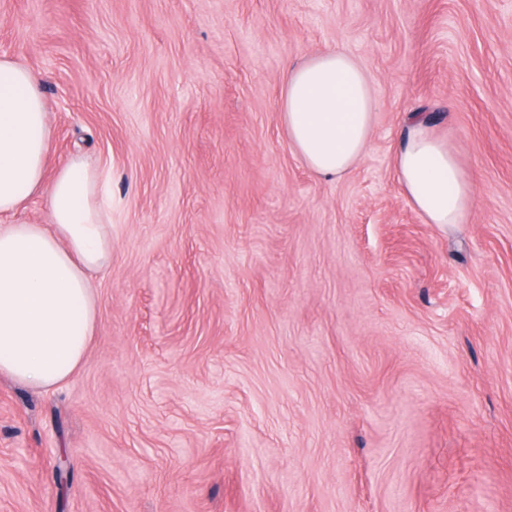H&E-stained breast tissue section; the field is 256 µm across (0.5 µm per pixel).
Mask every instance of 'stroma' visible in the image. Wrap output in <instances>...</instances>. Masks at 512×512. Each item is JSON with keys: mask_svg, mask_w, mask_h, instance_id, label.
<instances>
[{"mask_svg": "<svg viewBox=\"0 0 512 512\" xmlns=\"http://www.w3.org/2000/svg\"><path fill=\"white\" fill-rule=\"evenodd\" d=\"M340 47L376 112L310 171L284 78ZM55 164L109 171L78 372L0 375V512H512V0H0ZM427 114L475 183L424 223ZM395 167L404 195L425 223H467L475 202L473 181L448 144L419 114L407 117Z\"/></svg>", "mask_w": 512, "mask_h": 512, "instance_id": "stroma-1", "label": "stroma"}]
</instances>
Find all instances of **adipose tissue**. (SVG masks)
<instances>
[{
  "label": "adipose tissue",
  "mask_w": 512,
  "mask_h": 512,
  "mask_svg": "<svg viewBox=\"0 0 512 512\" xmlns=\"http://www.w3.org/2000/svg\"><path fill=\"white\" fill-rule=\"evenodd\" d=\"M374 109L367 74L344 49L310 55L285 77L288 144L322 177L342 175L363 155ZM51 136L39 82L0 56V373L45 389L80 366L97 317L92 277L112 261L105 177L79 159L50 172ZM395 167L425 223H467L473 181L421 115H408ZM43 191L51 223H11Z\"/></svg>",
  "instance_id": "adipose-tissue-1"
}]
</instances>
